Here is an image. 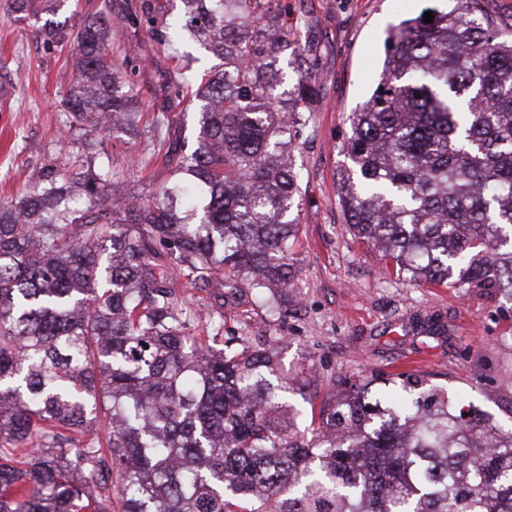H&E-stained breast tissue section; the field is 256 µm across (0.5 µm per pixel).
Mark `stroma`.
Returning a JSON list of instances; mask_svg holds the SVG:
<instances>
[{"label":"stroma","mask_w":512,"mask_h":512,"mask_svg":"<svg viewBox=\"0 0 512 512\" xmlns=\"http://www.w3.org/2000/svg\"><path fill=\"white\" fill-rule=\"evenodd\" d=\"M283 2L289 21L301 23L283 71L291 80L305 74L318 90L292 153L301 186L298 273L277 317L247 292L223 298L185 288L189 308L203 313L195 330L220 322L223 336L277 345L283 361L304 372L305 394L292 399L303 429L311 425L312 403L340 381L374 371L424 378L511 426L512 302L494 289L424 287L386 273L375 250L350 233L338 192L340 142L379 80L387 30L429 6L453 9L456 0ZM100 3L33 0L21 10L16 0H0V198L35 183L50 159L86 175L114 162L123 171L114 190L126 197H149L165 179L148 136L111 134L89 158L58 141L74 70L68 48L43 30L51 22L78 24ZM111 30L113 50L130 58L127 82L142 100L162 102L166 74L143 60L150 37L131 42L117 17Z\"/></svg>","instance_id":"obj_1"}]
</instances>
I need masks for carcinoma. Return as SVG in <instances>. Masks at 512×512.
I'll use <instances>...</instances> for the list:
<instances>
[{
    "label": "carcinoma",
    "mask_w": 512,
    "mask_h": 512,
    "mask_svg": "<svg viewBox=\"0 0 512 512\" xmlns=\"http://www.w3.org/2000/svg\"><path fill=\"white\" fill-rule=\"evenodd\" d=\"M125 0L130 35L222 61L166 70L168 103L138 99L108 15L68 42L79 78L58 141L87 150L146 120L166 180L145 200L119 173L70 192L50 165L0 200V512H512V427L405 373L323 402L276 348L189 331L186 278L246 286L272 311L293 284L300 184L290 164L303 75L285 86L278 0ZM472 0L391 27L380 80L350 118L339 198L355 238L419 285L512 301V39ZM192 112L191 137L171 117ZM119 509H112V501Z\"/></svg>",
    "instance_id": "carcinoma-1"
}]
</instances>
